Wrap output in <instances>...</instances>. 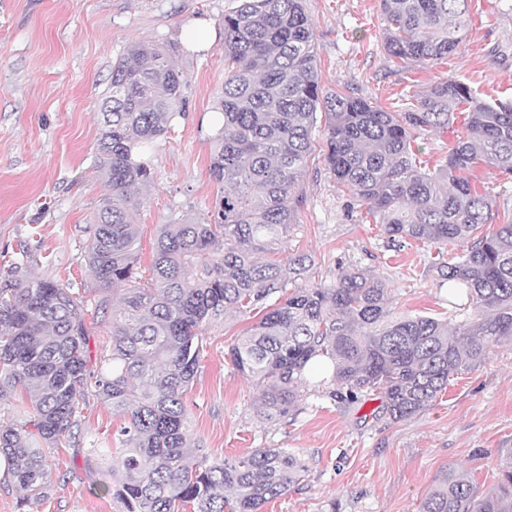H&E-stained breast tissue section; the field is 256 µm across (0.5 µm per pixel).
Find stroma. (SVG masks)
I'll return each instance as SVG.
<instances>
[{"label":"stroma","mask_w":512,"mask_h":512,"mask_svg":"<svg viewBox=\"0 0 512 512\" xmlns=\"http://www.w3.org/2000/svg\"><path fill=\"white\" fill-rule=\"evenodd\" d=\"M229 0H0V257L27 251L23 278L54 277L83 296L92 364L112 350V318L96 309L102 292L84 255L87 228L108 188L93 168L101 131L97 108L112 65L128 46L152 40L176 45L184 113L151 152L154 178L133 214L141 235L137 265L148 270L160 225L207 221L221 184L209 174L210 139L219 118L214 99L224 84V11ZM314 26L322 87L355 93L389 111L409 107L433 82L455 76L484 99L512 98V0H469L464 39L434 63H404L384 49L380 0H305ZM214 33L204 49L189 38L199 24ZM456 113L444 131H422L416 143L428 164L442 163L464 134ZM301 183L304 201L278 259L305 255L304 280L330 286L357 266L382 279L396 316L463 318L440 276L448 248L409 242L393 248L382 225L327 172L322 128ZM497 223L512 221V178L478 167ZM256 314H233L206 330L196 377L185 395L188 444L220 462L258 448H285L305 465L297 482L263 512H418L441 471L453 467L483 491L497 484L499 449L512 448V346L492 347L484 363L450 380L420 414L394 422L376 400L334 398L333 382L313 374L285 418L260 421L255 381L227 356ZM123 416L87 394L69 445L48 453L52 485L27 502L0 473V512H122L105 493L112 472L87 461L88 448H119Z\"/></svg>","instance_id":"1"}]
</instances>
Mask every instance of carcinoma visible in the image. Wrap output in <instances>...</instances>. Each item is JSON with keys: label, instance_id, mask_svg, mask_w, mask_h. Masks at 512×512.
I'll return each instance as SVG.
<instances>
[{"label": "carcinoma", "instance_id": "1", "mask_svg": "<svg viewBox=\"0 0 512 512\" xmlns=\"http://www.w3.org/2000/svg\"><path fill=\"white\" fill-rule=\"evenodd\" d=\"M224 11V118L211 138L210 173L224 185L211 219L160 225L149 277L135 266L138 225L129 211L152 182L146 151L181 115L183 78L172 45L142 41L112 66L95 171L111 187L93 216L85 254L101 287L121 294L112 313L107 367L89 365L81 296L54 279L19 277L26 254L0 271V408L24 397L33 419L0 418V459L26 499L45 497L47 450L68 442L91 387L124 416L122 448H91L110 461L107 488L124 512H262L302 471L285 448H259L210 464L187 447L184 394L194 380L202 336L226 313L262 317L229 349L235 369L256 381L255 413L288 416L315 362H333L340 400L377 393L381 413L404 421L433 404L450 378L480 366L488 348L512 344V222L495 219L490 196L472 183L480 165L512 176V100H485L450 75L416 105L389 112L320 84L314 30L304 0H231ZM468 0H381L384 49L429 64L458 48ZM468 113L465 134L430 167L415 133L444 130ZM324 122L326 169L384 225L389 243L460 247L440 266L448 293L466 290L474 315L458 324L428 316L390 317L385 284L358 268L336 284L296 287L307 257L259 260L281 248L303 203L300 184ZM274 303H269L270 299ZM485 492L443 470L419 512H512V448Z\"/></svg>", "mask_w": 512, "mask_h": 512}]
</instances>
